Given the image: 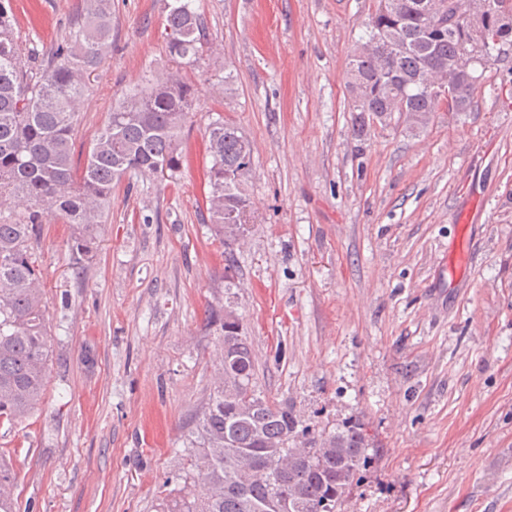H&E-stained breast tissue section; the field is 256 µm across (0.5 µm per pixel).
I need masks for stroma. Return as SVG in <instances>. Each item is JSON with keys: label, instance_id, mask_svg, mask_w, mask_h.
Segmentation results:
<instances>
[{"label": "stroma", "instance_id": "obj_1", "mask_svg": "<svg viewBox=\"0 0 512 512\" xmlns=\"http://www.w3.org/2000/svg\"><path fill=\"white\" fill-rule=\"evenodd\" d=\"M169 0H112L75 159L115 99L170 70ZM196 101L177 183L128 174L92 262L42 226L54 339L41 406L11 430L12 493L35 512H154L207 401L231 303L263 395L312 429L363 423L372 456L343 512H512V44L468 111L353 134L349 55L378 0H195ZM41 50L82 0H11ZM232 94H225V81ZM249 139L252 219L226 263L202 201L211 114ZM93 363H85V350Z\"/></svg>", "mask_w": 512, "mask_h": 512}]
</instances>
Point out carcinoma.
I'll return each mask as SVG.
<instances>
[{
	"mask_svg": "<svg viewBox=\"0 0 512 512\" xmlns=\"http://www.w3.org/2000/svg\"><path fill=\"white\" fill-rule=\"evenodd\" d=\"M424 0H379L366 35L397 48L355 45L348 88L357 113L354 134L393 111L409 128L425 127L439 102L421 79L446 80L467 43L465 24L452 31L429 26ZM495 40L460 78L459 112L468 111L476 66L512 43V26L485 18ZM176 70L122 95L86 152L74 163V140L86 79L112 43V0H83L79 39L47 52L15 37L9 0H0V425L14 426L42 403L52 355L48 301L42 288L41 226L55 216L74 230L71 251L80 268L91 262L112 207V188L134 172L177 180L186 154L181 131L195 95L179 68L204 53L203 26L192 0H175L161 32ZM210 192L206 210L220 243L243 237L251 219L244 184L252 149L241 129L223 116L206 127ZM220 331L217 378L195 439L185 449L182 485L157 499L156 512H269L273 491L288 498L289 512H342L356 477L371 462L363 424L334 433L315 432L292 408L257 389L256 364L231 304L208 310ZM234 355L224 366V354ZM314 450L307 457L302 450ZM249 456L260 464L238 489L239 468Z\"/></svg>",
	"mask_w": 512,
	"mask_h": 512,
	"instance_id": "obj_1",
	"label": "carcinoma"
}]
</instances>
